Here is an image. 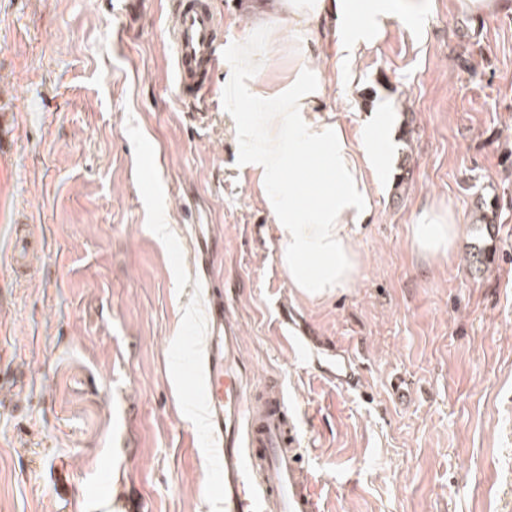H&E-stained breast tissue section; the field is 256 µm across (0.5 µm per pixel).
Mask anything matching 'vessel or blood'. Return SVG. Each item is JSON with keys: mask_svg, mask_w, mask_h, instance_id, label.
Masks as SVG:
<instances>
[{"mask_svg": "<svg viewBox=\"0 0 512 512\" xmlns=\"http://www.w3.org/2000/svg\"><path fill=\"white\" fill-rule=\"evenodd\" d=\"M166 9L176 95L199 113L224 62V21L212 0H167ZM192 231L195 275L208 297L207 336L192 376L218 460L210 492L223 501L224 512H319L301 464L296 419L280 383L270 377L262 390H255L252 373L240 359L242 338L224 303L223 288L210 275L217 240L209 225H193ZM322 371L345 385L356 384L359 376L358 365L349 358Z\"/></svg>", "mask_w": 512, "mask_h": 512, "instance_id": "b4317fda", "label": "vessel or blood"}]
</instances>
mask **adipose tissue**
I'll return each mask as SVG.
<instances>
[{
    "label": "adipose tissue",
    "mask_w": 512,
    "mask_h": 512,
    "mask_svg": "<svg viewBox=\"0 0 512 512\" xmlns=\"http://www.w3.org/2000/svg\"><path fill=\"white\" fill-rule=\"evenodd\" d=\"M297 36L293 65L279 80L264 76L267 24L243 31L230 55L224 103L240 146L237 164L273 219L284 247L281 264L302 296H330L352 284L361 265L352 232L367 223L372 183L386 161L368 130H354L326 105L327 70L315 65L304 32L328 27L336 80L352 84L355 60L370 53L395 22L420 19L405 0H277ZM459 226L452 212L422 210L410 228L414 251L432 260L452 252Z\"/></svg>",
    "instance_id": "obj_1"
}]
</instances>
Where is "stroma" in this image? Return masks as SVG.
<instances>
[{
    "label": "stroma",
    "mask_w": 512,
    "mask_h": 512,
    "mask_svg": "<svg viewBox=\"0 0 512 512\" xmlns=\"http://www.w3.org/2000/svg\"><path fill=\"white\" fill-rule=\"evenodd\" d=\"M213 2L232 50L261 0ZM124 3L0 0V512H224L178 374L205 334L200 216L241 356L298 415L320 512H512V13L427 0L416 32L355 61L354 88L329 83L354 127L389 100L396 148L353 234L357 281L312 300L236 164L223 77L198 119L175 98L165 0ZM426 206L459 223L448 259L412 249ZM285 309L318 346L286 339ZM354 346L357 387L315 367Z\"/></svg>",
    "instance_id": "35a3bbf8"
}]
</instances>
